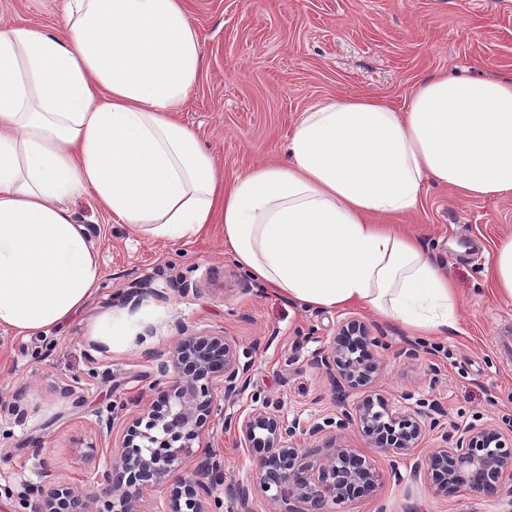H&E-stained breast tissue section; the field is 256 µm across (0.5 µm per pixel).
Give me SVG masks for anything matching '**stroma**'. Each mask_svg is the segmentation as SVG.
Wrapping results in <instances>:
<instances>
[{
  "instance_id": "obj_1",
  "label": "stroma",
  "mask_w": 512,
  "mask_h": 512,
  "mask_svg": "<svg viewBox=\"0 0 512 512\" xmlns=\"http://www.w3.org/2000/svg\"><path fill=\"white\" fill-rule=\"evenodd\" d=\"M65 0H0V21L64 31ZM205 55L204 67L176 116L200 136L234 180L281 154L304 109L329 97L376 94L403 105L421 78L442 71L512 76V0H187ZM78 223L100 249L104 276L83 310L49 335L0 330V512H19L18 495L38 484L41 465L79 487L103 467L124 430L112 404L146 406L159 361L180 326L226 332L251 365V383L224 398V414L276 403L280 414L323 422L358 393L339 392L315 355L337 324L366 322L383 345L372 389L438 419L449 434L512 420V355L496 338L512 332V302L499 299L485 276L500 237L512 233V196L460 199L432 186L401 225L423 239L448 271L460 298V334L420 338L399 322L352 307H301L274 295L224 252L221 225L191 241L130 238L91 195L73 200ZM190 284L181 295L176 281ZM160 298L137 299V288ZM121 305L138 320L143 340L112 352L88 344V323ZM73 396L61 395L62 387ZM27 415L17 421L13 405ZM428 431L412 453L393 458L369 447L356 427L337 430L339 444L370 458L381 480L348 503L347 512H512V491L437 492L426 459L441 443ZM211 444L224 458L225 486L247 485L250 512H287L255 485V456L238 434L214 420Z\"/></svg>"
}]
</instances>
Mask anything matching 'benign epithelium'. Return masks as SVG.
<instances>
[{
	"instance_id": "7a95c632",
	"label": "benign epithelium",
	"mask_w": 512,
	"mask_h": 512,
	"mask_svg": "<svg viewBox=\"0 0 512 512\" xmlns=\"http://www.w3.org/2000/svg\"><path fill=\"white\" fill-rule=\"evenodd\" d=\"M381 345L367 323L348 318L317 361L339 390H357L379 371L375 352ZM158 374L151 385L156 398L128 417L118 449L96 472L92 489L77 495L44 467L40 483L20 494L25 512H145L159 489L167 494L165 512H220L224 466L212 450L209 428L220 411L219 394L235 395L250 383V364L240 361L234 337L184 327ZM350 423L371 447L394 458L419 447L425 432L420 412L370 394L323 424L289 420L268 401L223 420L257 451V479L268 499L302 504L289 512H338L336 506L378 485L375 466L333 436L326 441L333 454L306 461L303 443L321 438L327 425ZM426 465L439 489L493 492L512 483V433L495 424L465 428L452 444L435 449Z\"/></svg>"
}]
</instances>
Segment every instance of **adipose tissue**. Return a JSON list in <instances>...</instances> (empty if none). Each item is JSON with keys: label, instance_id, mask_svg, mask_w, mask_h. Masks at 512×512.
Listing matches in <instances>:
<instances>
[{"label": "adipose tissue", "instance_id": "obj_1", "mask_svg": "<svg viewBox=\"0 0 512 512\" xmlns=\"http://www.w3.org/2000/svg\"><path fill=\"white\" fill-rule=\"evenodd\" d=\"M65 12L64 35L0 23V328L48 332L97 291L101 255L69 207L89 191L146 240L222 225L225 251L302 305L458 331L448 273L386 218L431 186L512 194V76L434 73L401 107L323 99L298 115L283 160L228 183L173 114L203 66L185 0H65ZM86 339L111 351L135 330L110 309Z\"/></svg>", "mask_w": 512, "mask_h": 512}]
</instances>
